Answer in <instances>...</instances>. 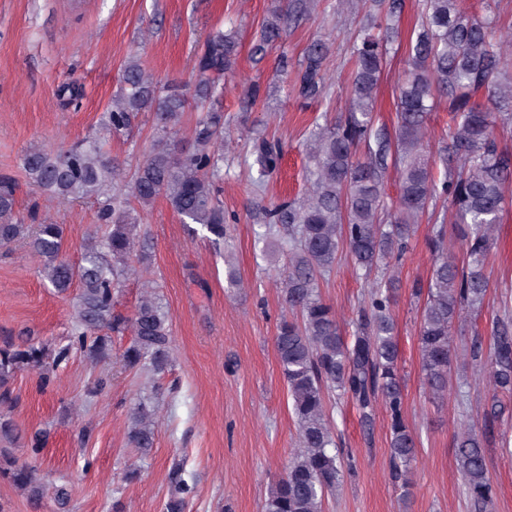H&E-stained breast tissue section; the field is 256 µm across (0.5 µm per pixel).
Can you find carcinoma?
Returning a JSON list of instances; mask_svg holds the SVG:
<instances>
[{"mask_svg": "<svg viewBox=\"0 0 512 512\" xmlns=\"http://www.w3.org/2000/svg\"><path fill=\"white\" fill-rule=\"evenodd\" d=\"M309 0H289L261 32L257 51L281 39L289 20L307 11ZM237 39L217 32L196 56L197 80L192 97L178 90L161 93L140 64L129 63L122 74L121 93L104 113L102 130L114 136L129 133L139 115L148 112L160 138L133 176L131 197L147 207L163 195L184 224H199L218 239L227 234L224 208L217 198L223 178L224 94L221 77L231 69ZM327 43L312 40L306 48L300 92L315 97L323 92L321 66ZM386 56L384 41L367 33L355 47V77L348 91L351 106L345 118L320 130L309 155L310 190L301 203L282 202L263 210L267 239L288 243L283 300L297 317H282L274 344L299 424L300 451L272 487L265 512H322L325 498L339 486L344 460L336 455L325 421L326 395L336 390L351 395L361 421L370 427L375 403L382 399L390 419V460L395 471L409 467L416 441L403 415V388L398 369L390 296L370 291L353 336L345 342L332 307L318 292V279L331 273L344 253L364 278L398 258L406 248L412 224L430 202L445 198L463 226L460 241L466 262L459 265L442 254L444 224H434L429 245L434 264L423 308L419 344L424 384L434 395L447 390L450 328L464 312L480 308L489 288L485 263L500 223L506 186L512 182V152L499 148L495 123L512 120V60L492 42L488 24L470 18L457 0H426L425 21L410 40L408 69L399 87L395 136L373 124V102ZM488 89L487 103L474 100ZM448 98L454 133L438 148L444 179L437 181L426 155L424 129L430 102ZM200 112L194 139L185 146L174 128L189 108ZM368 161L355 159L359 145ZM281 158L279 144L263 140L256 162L269 172ZM400 173V194L391 223H380L382 187L388 163ZM21 165L36 189L61 203L78 196L96 199L105 231L84 248L79 263L65 258L64 231L59 224H28L15 210L16 184L0 178V245L26 241L41 258L42 272L61 295L78 285L77 319L67 343H26L0 348V402L10 400L8 385L15 374L37 370L41 383L67 363L75 350L96 359L109 357L112 334L131 331L121 354L128 369L148 368L165 373L170 361L171 330L157 297L141 300L129 319L112 313L114 296L128 262L147 259L146 239L136 233L130 201L112 192L118 164L103 154L98 139L56 153L26 150ZM490 383L512 393V326L493 321ZM128 441L141 454L154 447L150 407L136 408ZM20 431L0 413V442L12 443ZM456 458L466 494L477 507L496 494L487 477L483 441L469 428L456 439ZM27 492L36 505L47 492L28 468L0 456V477ZM170 489L163 512H186L194 487L183 478V464L169 473Z\"/></svg>", "mask_w": 512, "mask_h": 512, "instance_id": "carcinoma-1", "label": "carcinoma"}]
</instances>
